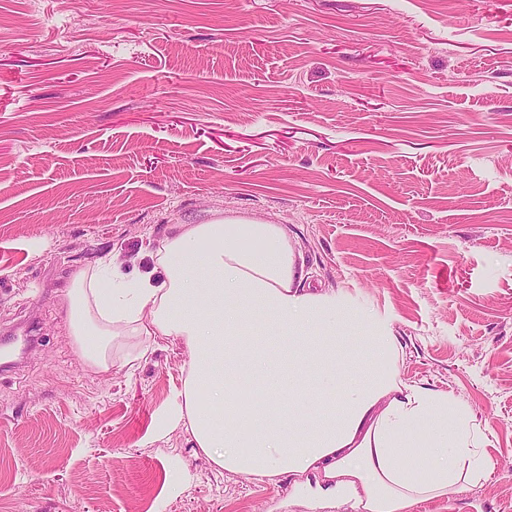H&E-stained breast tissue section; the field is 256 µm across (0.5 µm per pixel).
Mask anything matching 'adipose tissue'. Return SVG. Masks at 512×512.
I'll return each mask as SVG.
<instances>
[{
  "instance_id": "1",
  "label": "adipose tissue",
  "mask_w": 512,
  "mask_h": 512,
  "mask_svg": "<svg viewBox=\"0 0 512 512\" xmlns=\"http://www.w3.org/2000/svg\"><path fill=\"white\" fill-rule=\"evenodd\" d=\"M149 269L101 260L64 301L79 358L101 373L129 336L179 341L182 389L155 435L183 428L217 467L291 480L316 506L411 512L486 477V435L460 401L400 378L398 338L340 292L310 288L282 224H174Z\"/></svg>"
}]
</instances>
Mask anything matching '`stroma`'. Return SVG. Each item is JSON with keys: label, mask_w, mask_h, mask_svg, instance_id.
<instances>
[{"label": "stroma", "mask_w": 512, "mask_h": 512, "mask_svg": "<svg viewBox=\"0 0 512 512\" xmlns=\"http://www.w3.org/2000/svg\"><path fill=\"white\" fill-rule=\"evenodd\" d=\"M0 165V335L36 338L0 373V512H310L152 440L181 342L105 374L69 336L74 271L217 212L287 225L480 423L492 473L413 512H512V0H0Z\"/></svg>", "instance_id": "35a3bbf8"}]
</instances>
